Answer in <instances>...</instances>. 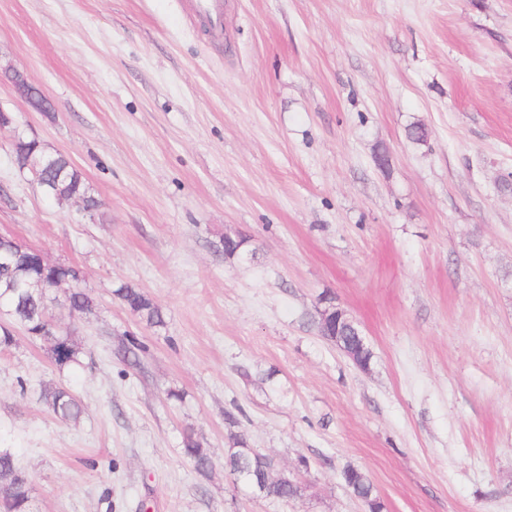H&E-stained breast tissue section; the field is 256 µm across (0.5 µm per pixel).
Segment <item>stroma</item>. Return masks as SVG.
<instances>
[{"instance_id": "stroma-1", "label": "stroma", "mask_w": 512, "mask_h": 512, "mask_svg": "<svg viewBox=\"0 0 512 512\" xmlns=\"http://www.w3.org/2000/svg\"><path fill=\"white\" fill-rule=\"evenodd\" d=\"M188 2L0 0V67L54 109L3 77L0 108L101 203L45 196L0 132V235L79 267L96 302L51 306L80 365L20 330L0 354V446L34 512H368L349 467L383 512H512V0H224L218 41ZM331 305L367 368L319 332ZM51 385L79 424L45 409ZM238 440L303 497L234 483ZM115 293L129 310L147 325L157 327L164 324L161 310L142 290L125 285L118 288ZM41 398L47 409L62 420L76 424L85 413L82 402L65 387H45ZM203 445L204 441L195 437L194 433L186 434L183 437L184 454L199 473H207L212 467L211 457Z\"/></svg>"}]
</instances>
